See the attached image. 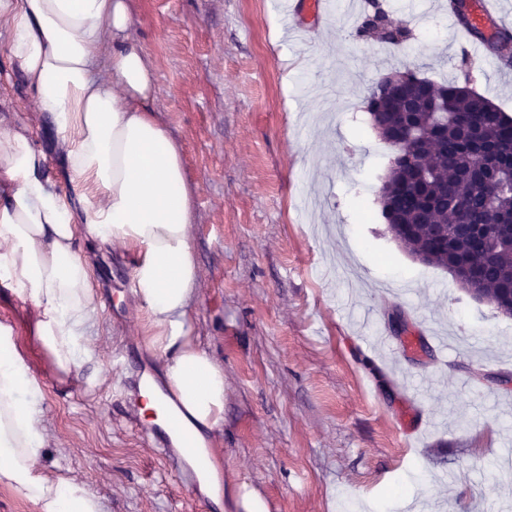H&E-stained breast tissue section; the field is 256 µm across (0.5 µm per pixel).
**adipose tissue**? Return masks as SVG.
<instances>
[{
	"instance_id": "1",
	"label": "adipose tissue",
	"mask_w": 512,
	"mask_h": 512,
	"mask_svg": "<svg viewBox=\"0 0 512 512\" xmlns=\"http://www.w3.org/2000/svg\"><path fill=\"white\" fill-rule=\"evenodd\" d=\"M131 27L128 0H0V51L23 73L33 111L52 118L72 189L41 179L44 153L0 114V285L38 310L34 339L65 379L93 357L101 306L81 241L131 252L142 333L164 357L142 409L173 441L201 448L224 421V371L190 338L193 191L151 108L154 71ZM43 387L0 327V487L37 512H103L85 484L42 464Z\"/></svg>"
}]
</instances>
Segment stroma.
<instances>
[{
  "label": "stroma",
  "mask_w": 512,
  "mask_h": 512,
  "mask_svg": "<svg viewBox=\"0 0 512 512\" xmlns=\"http://www.w3.org/2000/svg\"><path fill=\"white\" fill-rule=\"evenodd\" d=\"M448 0H381L410 38L360 37L357 19L295 16L272 0H129L131 34L156 76L151 107L183 151L198 265L190 336L224 370V422L208 453L219 500L183 488L130 411L138 370L161 379L142 336L131 256L87 251L103 308L87 374L49 377L31 339L36 309L0 286L12 325L46 378V467L106 512H504L512 483V317L418 262L388 230L379 189L391 151L357 109L378 74L458 78L466 36ZM470 86L512 116V69L474 68ZM0 52V113L28 126L42 176L66 188L50 118L31 112ZM402 312L430 354L375 348Z\"/></svg>",
  "instance_id": "35a3bbf8"
}]
</instances>
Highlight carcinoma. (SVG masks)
Listing matches in <instances>:
<instances>
[{
    "mask_svg": "<svg viewBox=\"0 0 512 512\" xmlns=\"http://www.w3.org/2000/svg\"><path fill=\"white\" fill-rule=\"evenodd\" d=\"M381 74L364 101L381 139L410 137L429 156L423 170L392 166L383 216L393 237L415 252L428 248V264L448 270L463 290L478 288L503 314H512V158L504 157L489 183L470 171L462 149L464 124H474L494 146L512 143V117L488 97L457 80L434 83L406 75L402 94L392 99ZM497 223L487 238H473L461 226Z\"/></svg>",
    "mask_w": 512,
    "mask_h": 512,
    "instance_id": "obj_1",
    "label": "carcinoma"
}]
</instances>
